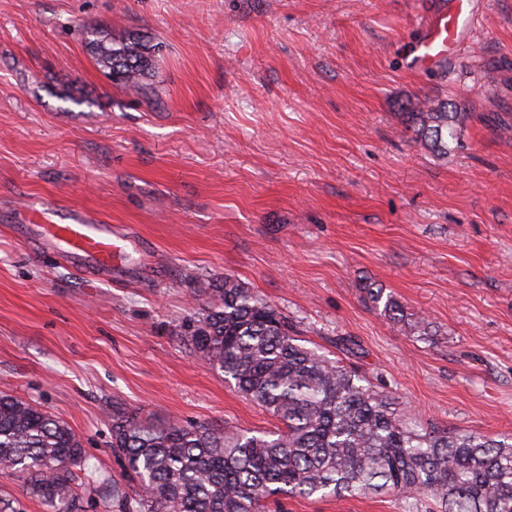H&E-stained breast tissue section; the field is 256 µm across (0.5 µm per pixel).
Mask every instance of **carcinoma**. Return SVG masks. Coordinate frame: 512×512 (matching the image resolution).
<instances>
[{
  "mask_svg": "<svg viewBox=\"0 0 512 512\" xmlns=\"http://www.w3.org/2000/svg\"><path fill=\"white\" fill-rule=\"evenodd\" d=\"M103 75L133 95L146 93L157 45L139 33L117 40L110 27H84ZM469 117L448 99L406 113L407 128L435 156ZM210 301L178 336L211 370L280 426L244 431L158 423L120 405L106 410L112 452L137 489L129 492L87 463L82 439L38 405L0 393V470L24 479L44 512H82L78 480L103 490L102 512H264L272 496L312 498L390 493L404 512L420 497L440 512H512V434L429 427L343 359L301 344L288 316L232 276L203 289ZM364 299L418 336L403 305L374 284Z\"/></svg>",
  "mask_w": 512,
  "mask_h": 512,
  "instance_id": "cac0c4a2",
  "label": "carcinoma"
}]
</instances>
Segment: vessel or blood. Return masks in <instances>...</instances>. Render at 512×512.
Wrapping results in <instances>:
<instances>
[{"instance_id": "b4317fda", "label": "vessel or blood", "mask_w": 512, "mask_h": 512, "mask_svg": "<svg viewBox=\"0 0 512 512\" xmlns=\"http://www.w3.org/2000/svg\"><path fill=\"white\" fill-rule=\"evenodd\" d=\"M472 30V16L460 0H448L446 8L433 13L415 60L416 68L431 64L444 53L460 54L464 35ZM44 232L61 246L64 257L84 271L111 269L123 258L122 238L115 226L91 219L72 224H47Z\"/></svg>"}]
</instances>
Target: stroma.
<instances>
[{"mask_svg": "<svg viewBox=\"0 0 512 512\" xmlns=\"http://www.w3.org/2000/svg\"><path fill=\"white\" fill-rule=\"evenodd\" d=\"M440 0H0V391L65 420L113 479L112 404L158 422L273 430L178 337L232 275L423 421L512 433V0H464L479 37L406 66ZM139 31L148 95L101 74L80 26ZM465 103L436 157L405 115ZM129 232L121 271L72 266L38 232ZM383 287L429 333L367 304ZM281 512H403L390 495Z\"/></svg>", "mask_w": 512, "mask_h": 512, "instance_id": "stroma-1", "label": "stroma"}]
</instances>
